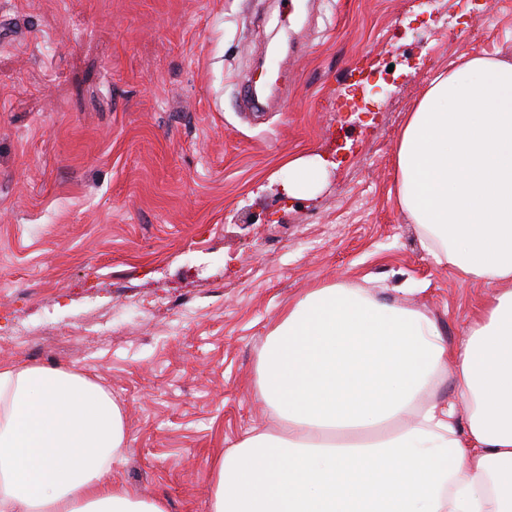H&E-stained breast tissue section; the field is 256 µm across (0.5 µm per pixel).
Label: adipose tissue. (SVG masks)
<instances>
[{
	"label": "adipose tissue",
	"instance_id": "1",
	"mask_svg": "<svg viewBox=\"0 0 512 512\" xmlns=\"http://www.w3.org/2000/svg\"><path fill=\"white\" fill-rule=\"evenodd\" d=\"M397 197L436 264L495 286L456 347L426 314L346 284L269 334L259 397L210 512H512V62L474 53L429 83L395 155ZM450 376L456 398L434 391ZM123 413L85 373L0 366V512H165L112 481Z\"/></svg>",
	"mask_w": 512,
	"mask_h": 512
}]
</instances>
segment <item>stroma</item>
<instances>
[{
    "label": "stroma",
    "mask_w": 512,
    "mask_h": 512,
    "mask_svg": "<svg viewBox=\"0 0 512 512\" xmlns=\"http://www.w3.org/2000/svg\"><path fill=\"white\" fill-rule=\"evenodd\" d=\"M0 365L87 370L130 438L114 482L209 512L271 423L267 336L336 283L461 341L493 286L438 266L396 198L437 72L512 60V0H0ZM384 94L361 104L359 76ZM320 166L290 195L288 164Z\"/></svg>",
    "instance_id": "stroma-1"
}]
</instances>
